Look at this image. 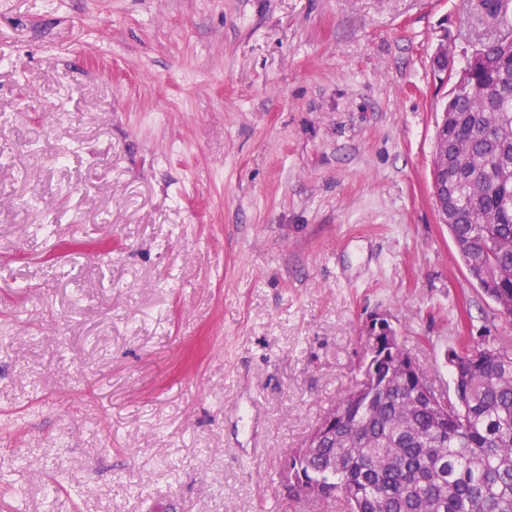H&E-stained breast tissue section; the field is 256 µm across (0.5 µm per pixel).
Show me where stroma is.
I'll list each match as a JSON object with an SVG mask.
<instances>
[{"label": "stroma", "mask_w": 512, "mask_h": 512, "mask_svg": "<svg viewBox=\"0 0 512 512\" xmlns=\"http://www.w3.org/2000/svg\"><path fill=\"white\" fill-rule=\"evenodd\" d=\"M477 2L0 0V512H323L373 323L512 352L431 195Z\"/></svg>", "instance_id": "obj_1"}]
</instances>
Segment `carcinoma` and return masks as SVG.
Segmentation results:
<instances>
[{"label":"carcinoma","mask_w":512,"mask_h":512,"mask_svg":"<svg viewBox=\"0 0 512 512\" xmlns=\"http://www.w3.org/2000/svg\"><path fill=\"white\" fill-rule=\"evenodd\" d=\"M442 112L466 170L448 225L467 270L512 319V170L496 142L512 144V54L489 43L464 65ZM398 339L371 373V399L348 394L336 434L294 458L288 500L304 493L343 512H512V352L466 345L450 360L455 400L418 393Z\"/></svg>","instance_id":"obj_1"}]
</instances>
